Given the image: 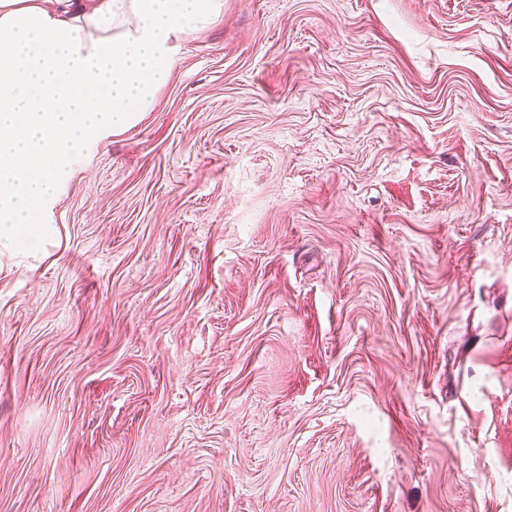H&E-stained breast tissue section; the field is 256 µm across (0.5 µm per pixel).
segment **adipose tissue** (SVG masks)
Masks as SVG:
<instances>
[{
  "instance_id": "ef3b65f1",
  "label": "adipose tissue",
  "mask_w": 512,
  "mask_h": 512,
  "mask_svg": "<svg viewBox=\"0 0 512 512\" xmlns=\"http://www.w3.org/2000/svg\"><path fill=\"white\" fill-rule=\"evenodd\" d=\"M224 0H0V246L32 250L87 142L149 111Z\"/></svg>"
}]
</instances>
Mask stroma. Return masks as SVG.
Wrapping results in <instances>:
<instances>
[{
  "mask_svg": "<svg viewBox=\"0 0 512 512\" xmlns=\"http://www.w3.org/2000/svg\"><path fill=\"white\" fill-rule=\"evenodd\" d=\"M0 247V512H512V0H224Z\"/></svg>",
  "mask_w": 512,
  "mask_h": 512,
  "instance_id": "35a3bbf8",
  "label": "stroma"
}]
</instances>
